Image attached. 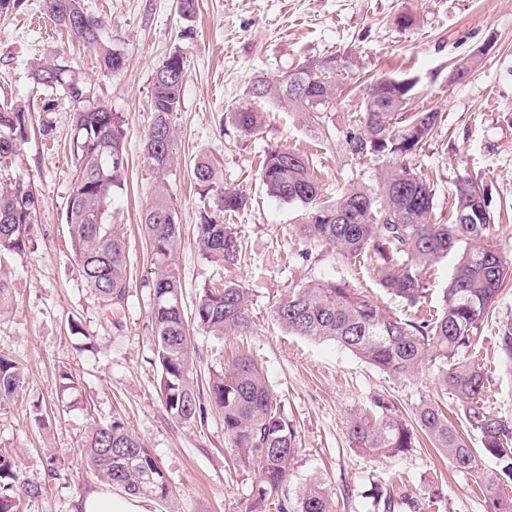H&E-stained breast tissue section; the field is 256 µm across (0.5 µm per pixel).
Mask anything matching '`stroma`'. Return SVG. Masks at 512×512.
<instances>
[{
  "instance_id": "stroma-1",
  "label": "stroma",
  "mask_w": 512,
  "mask_h": 512,
  "mask_svg": "<svg viewBox=\"0 0 512 512\" xmlns=\"http://www.w3.org/2000/svg\"><path fill=\"white\" fill-rule=\"evenodd\" d=\"M43 0H15L0 15V105H19L28 134L0 164V185H31L40 206L24 252L0 254V354L23 370L20 395L0 405V454L13 458L21 480L41 495L25 512H74L77 500L99 488L82 454L93 423L122 417L151 448L174 500L165 507L144 499L143 512H248L258 469L239 460L220 414L204 423L180 424L167 414L159 392L150 321V252L141 215L155 179L142 162L141 137L150 122L152 78L173 51L187 59L181 103L174 114L178 164L167 179L181 226L175 260L183 307L192 310L208 282L233 281L249 292L252 328L247 335H194L193 377L207 390L210 377L243 347L262 368L285 419L297 432L290 475L266 512L296 501L311 484L327 490L336 512H386L381 495L401 498L395 512H485L486 494L472 476L418 438L397 456L370 457L355 448L347 423L380 407L406 421L427 400H440L456 426L464 415L453 395L440 392L433 364L393 378L332 341L288 333L277 305L311 282L345 281L406 319L428 318L440 306L454 257L425 274L417 305L388 295L369 261L346 259L331 245L306 241L300 211L268 196L258 172L265 150L312 156L328 196L351 180L378 184L380 160L358 158L342 144L363 110L369 77L413 78L411 112L433 110L441 124L415 161L434 192L436 220L448 221L457 180L482 185L494 214V237L512 248V0H197L191 18L177 0H83L99 17L104 41L124 56L122 70H100L95 52L61 30L46 34ZM412 18L402 27L400 16ZM480 64L465 80L451 82L455 66L470 54ZM331 54L351 55L347 89L330 107L331 136L318 139L294 113L273 100L253 102L256 79H279L299 62ZM47 62L75 68L91 102L120 113L126 129V184L110 204L126 244L128 300L105 314L68 248L62 213L72 186V102L34 81ZM256 104L266 123L259 137L240 132L230 114ZM216 159L226 187L248 197L232 228L243 241L241 263L220 267L201 256L195 230L214 199H200L191 175L201 157ZM512 321V282L504 288L472 339L484 363L485 402L512 420V359L498 344L501 322Z\"/></svg>"
}]
</instances>
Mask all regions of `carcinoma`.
<instances>
[{"mask_svg":"<svg viewBox=\"0 0 512 512\" xmlns=\"http://www.w3.org/2000/svg\"><path fill=\"white\" fill-rule=\"evenodd\" d=\"M44 13L61 29L95 47L106 72L123 68L120 50L102 40V21L84 12L81 0H43ZM336 56L307 60L276 83L257 79L250 96L273 98L296 113L328 140L326 112L336 99L342 71ZM186 61L175 50L156 69L151 99L152 121L142 135L143 163L155 186L143 210L142 228L149 244L148 288L153 351L159 390L169 416L179 423L204 421L207 410L219 413L224 433L240 459L257 466L259 480L249 512H265L267 502L288 479L297 453L296 431L281 416L261 369L247 356L209 382L206 394L192 377L190 328L214 336L247 334L251 328L249 296L242 286L225 282L202 289L193 317H186L182 283L174 262L180 231L176 209L165 183L178 162L174 112L180 105ZM34 79L61 90L73 103L72 153L75 175L64 210L71 247L83 276L105 309L116 312L129 293L130 274L124 241L108 218V202L123 189L126 130L122 115L103 104L88 103L83 79L66 65L49 63L34 71ZM416 82L379 77L364 90L360 127L346 137L347 151L356 157L382 160L379 184L348 185L336 197L323 198V188L308 156L291 150L265 153L260 180L268 194L302 210L303 236L332 245L348 259H370L379 285L414 305L423 297L426 269L451 253L457 254L448 285L441 293L440 312L430 320L402 319L362 295L346 282L325 280L299 289L275 310L288 332L315 340H331L366 363L395 378L414 374L425 362L438 365L437 380L461 403L466 427L480 437L471 448L440 405L426 401L416 422L451 465L473 476L489 495L486 512H512V422L492 414L484 404L487 372L469 354V341L495 302L504 282L512 278V257L492 238L487 194H475L470 178L455 184V218L432 222L434 193L411 167L441 123L440 113L407 112ZM238 129L255 135L264 113L241 106L231 115ZM28 132L27 112L0 109V160L12 156ZM196 184L213 192L216 211L197 225L196 247L205 258L234 265L241 241L224 223L245 209L248 197L224 187L218 169L207 160L194 164ZM39 207L33 190L21 183L0 186V254L24 250L29 225ZM502 355L512 358V321L499 327ZM22 373L18 363L0 355V402L19 395ZM355 447L370 455L395 456L414 446L413 427L402 418L383 414L369 421H349ZM89 468L112 488L165 503L172 495L165 475L149 448L112 417L94 424L85 437ZM496 466L487 469L483 459ZM19 475L12 458L0 455V512H22ZM333 502L319 485L306 487L297 502L279 504V512H333Z\"/></svg>","mask_w":512,"mask_h":512,"instance_id":"obj_1","label":"carcinoma"}]
</instances>
